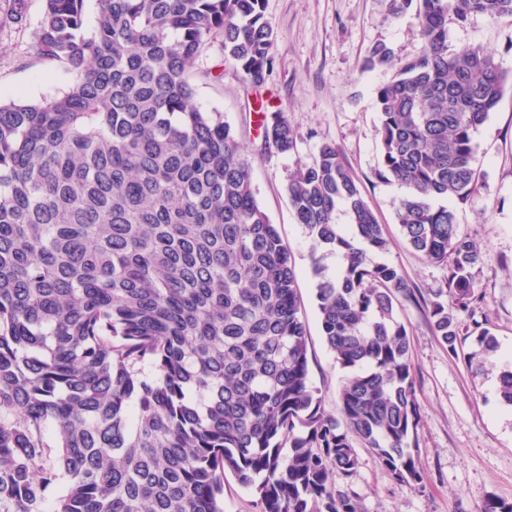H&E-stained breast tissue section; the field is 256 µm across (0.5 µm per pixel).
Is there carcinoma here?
Returning a JSON list of instances; mask_svg holds the SVG:
<instances>
[{
  "label": "carcinoma",
  "mask_w": 512,
  "mask_h": 512,
  "mask_svg": "<svg viewBox=\"0 0 512 512\" xmlns=\"http://www.w3.org/2000/svg\"><path fill=\"white\" fill-rule=\"evenodd\" d=\"M85 2L42 0L32 46L78 85L0 101V512H224L228 472L262 512H361L335 479L353 475L356 440L396 482L420 483L398 308L422 300L457 353L484 254L431 200H475L474 135L512 87L491 50L450 48L449 25L512 16V0L389 2L396 16L417 3L423 49L377 90V175L405 190L402 238L448 268V287L423 298L368 260L390 241L335 145L288 177L321 333L350 371L338 417L311 385L298 271L240 136L190 82L219 38L245 83L266 85L264 0H95L90 21ZM392 60L378 44L367 64ZM259 137L262 155L297 148L283 112ZM497 348L480 329L468 365L483 370ZM498 392L512 407V368Z\"/></svg>",
  "instance_id": "cac0c4a2"
}]
</instances>
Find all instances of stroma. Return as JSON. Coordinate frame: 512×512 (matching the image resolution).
<instances>
[{"label":"stroma","instance_id":"35a3bbf8","mask_svg":"<svg viewBox=\"0 0 512 512\" xmlns=\"http://www.w3.org/2000/svg\"><path fill=\"white\" fill-rule=\"evenodd\" d=\"M41 8L40 0H32L22 22L0 20V44L9 48L0 57L1 100H38L72 90L77 83L74 73L45 67L30 56ZM265 17L275 41L264 93L294 125L295 153H258L255 98L248 94L241 73L224 63L220 42H212L201 54L191 82L198 105L222 112L247 147L257 200L277 225L299 273L310 381L325 409L334 414L347 372L321 337L310 278L311 242L290 208L286 181L297 165L312 161L322 143L335 144L392 241L390 251L372 255V262L400 268L421 292L445 287L446 268L423 262L401 237L396 220L401 189L377 176L376 90L390 83L398 62L418 55L423 43L414 11L394 16L387 0H265ZM379 43L393 50V63L365 68L369 51ZM449 43L454 48L491 49L500 67L512 72L510 16H470L451 25ZM475 143L484 174L479 197L454 209L461 232L484 253V301L475 317L495 335L499 349L483 373H473L464 355L473 346L474 329H464L456 353H449L422 306L402 303L399 317L410 336L420 410L422 481L415 486L396 483L373 450L357 447L354 475L337 477L336 485L356 497L362 512H480L491 497L512 502V408L501 404L497 384L500 371L512 365L511 88L476 133Z\"/></svg>","mask_w":512,"mask_h":512}]
</instances>
